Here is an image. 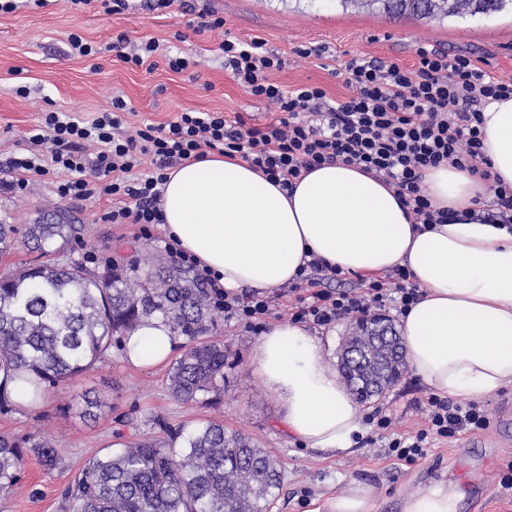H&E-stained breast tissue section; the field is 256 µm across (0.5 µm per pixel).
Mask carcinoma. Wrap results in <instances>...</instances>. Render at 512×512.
I'll return each instance as SVG.
<instances>
[{"instance_id":"cac0c4a2","label":"carcinoma","mask_w":512,"mask_h":512,"mask_svg":"<svg viewBox=\"0 0 512 512\" xmlns=\"http://www.w3.org/2000/svg\"><path fill=\"white\" fill-rule=\"evenodd\" d=\"M342 8L381 4L392 16L442 21L448 17L490 18L512 13V0H334ZM82 235V226L57 211L53 224H28L24 243L42 260L0 273V413L16 406L13 394L37 398L112 358L113 344L143 321L160 318L187 339L168 376L171 395L182 402L217 405L224 394L227 350L208 337L217 320L206 288L193 273L173 263L144 275L135 266L113 263L101 271L58 263ZM356 323L353 343L363 356H376L374 331ZM406 366L405 356L381 365L392 383ZM375 369L367 362L350 368L348 387L361 403L383 394L382 386L362 383ZM15 384L8 388V382ZM83 416L97 417L104 403L83 395ZM159 438H136L122 448L91 458L62 492L63 512H263L282 482L279 462L251 437L227 433L209 420L191 430L161 420ZM49 470L62 457L43 434H0V496L20 481L30 456Z\"/></svg>"}]
</instances>
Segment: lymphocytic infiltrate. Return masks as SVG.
<instances>
[{"label":"lymphocytic infiltrate","instance_id":"lymphocytic-infiltrate-1","mask_svg":"<svg viewBox=\"0 0 512 512\" xmlns=\"http://www.w3.org/2000/svg\"><path fill=\"white\" fill-rule=\"evenodd\" d=\"M127 42L123 33L100 46L74 33L69 36L72 55L113 51L133 67L163 51L152 38L134 48ZM218 49L225 72L272 106V121L256 128L241 120L228 122L220 112L189 110L176 120L128 132L124 116L129 107L120 98L113 99L110 110L90 118L50 110L24 134L37 146V153L9 158L0 169L5 174L0 185L20 192L36 178L55 175L61 199L110 200L112 208L104 221L139 225L141 236L147 237L154 225L164 221L160 202L167 170L210 151L241 157L289 192L316 167L336 161L356 166L394 189L414 223L423 225L449 219L448 210L435 208L421 188L426 169L448 162L483 179L491 177L483 152L481 108L488 101L511 98L512 79L486 72L469 56L421 47L416 51L417 63L410 68L351 58L344 70L352 94L332 105L321 86L287 89L273 81V73L282 70L285 61L261 39L227 38ZM147 161L155 165V172L134 177V170ZM169 253L175 264L194 271L225 319L252 325L269 314L270 299L229 293L218 276L199 269L190 256L174 247ZM342 275L340 268L316 257L305 263L297 281L288 287L299 303L294 319L326 328L379 311H406L419 296L405 268L362 278L357 288L324 289V281H338ZM417 405L425 409L427 425L411 436L396 433L391 418L381 411L373 413L389 455L397 459L426 456L429 437L448 438L487 427L485 412L474 400L458 403L431 394Z\"/></svg>","mask_w":512,"mask_h":512}]
</instances>
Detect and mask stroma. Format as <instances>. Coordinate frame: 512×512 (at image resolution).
<instances>
[{
    "instance_id": "35a3bbf8",
    "label": "stroma",
    "mask_w": 512,
    "mask_h": 512,
    "mask_svg": "<svg viewBox=\"0 0 512 512\" xmlns=\"http://www.w3.org/2000/svg\"><path fill=\"white\" fill-rule=\"evenodd\" d=\"M209 7L224 18L215 31L196 33L198 10ZM76 33L103 43L127 34L132 43L156 39L173 53L190 57L188 70L175 73L164 60L152 70L130 69L115 54L75 58L68 36ZM264 40L267 48L285 61L274 80L287 88L305 84L323 87L329 98L345 97L349 89L341 68L351 57L379 58L403 66L416 61L418 47L465 54L487 72L512 79V15L491 18L453 17L444 22L389 16L362 9L342 10L322 0H174L162 10L130 0L119 14L100 12L95 6L77 10L70 0H50L48 6H27L0 15V165L27 145L23 132L34 127L43 112L58 109L91 113L110 108L123 98L129 108L128 126L163 123L179 112L195 109L221 112L228 121L243 120L259 127L273 119L272 110L251 96L224 71L218 46L224 37ZM313 50L310 58L300 49ZM26 86L28 97L17 96ZM68 210L84 227L83 239L69 246L68 257L86 262L95 257L103 269L106 257L119 264L144 265L149 257L166 256L167 239L154 226L151 239L139 236L133 224H108L103 213L108 200L75 203L59 200L52 177L31 183L22 194L0 189V217L24 225L53 210ZM216 336L227 348L224 365V401L215 406L183 403L167 389L168 364L134 368L113 348L109 363L48 393L40 404L18 406L0 414V432L23 435L47 431L66 462L49 470L30 459L26 473L8 494L0 497V512H61L60 492L70 477L90 458L116 448L119 436L132 432L154 434V421L193 427L215 419L229 432L254 438L278 459L283 479L266 512H327V501L351 485L368 490L377 512H404L409 498L431 487L448 489V470L457 452L474 446L491 460L490 489L479 512H512V490L500 480L512 463V433L502 432L499 420L512 405V387L483 400L489 425L435 440L426 457L407 462L386 454L374 429L359 437L351 452H322L295 443L280 424L282 401L257 375L253 352L258 340L244 323L219 321ZM92 391L106 406L96 420L83 419L82 395ZM428 388L405 371L400 380L373 402L361 405L363 416L385 408L399 433L412 435L426 425V415L414 402L428 396ZM69 412H62V405Z\"/></svg>"
}]
</instances>
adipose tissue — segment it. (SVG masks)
<instances>
[{
	"label": "adipose tissue",
	"mask_w": 512,
	"mask_h": 512,
	"mask_svg": "<svg viewBox=\"0 0 512 512\" xmlns=\"http://www.w3.org/2000/svg\"><path fill=\"white\" fill-rule=\"evenodd\" d=\"M492 178L512 186V97L482 109ZM422 185L452 223L417 230L384 183L336 162L307 173L287 192L246 161L210 152L168 170L164 232L226 291L288 286L310 257L345 272L408 268L422 291L400 317L413 374L441 397L481 398L512 386V230L470 219L490 200L489 181L444 164ZM179 342L151 318L122 343L136 368L166 362ZM253 361L283 401L287 434L304 447L348 451L366 431L357 404L328 368L321 341L301 324L271 326Z\"/></svg>",
	"instance_id": "ef3b65f1"
}]
</instances>
